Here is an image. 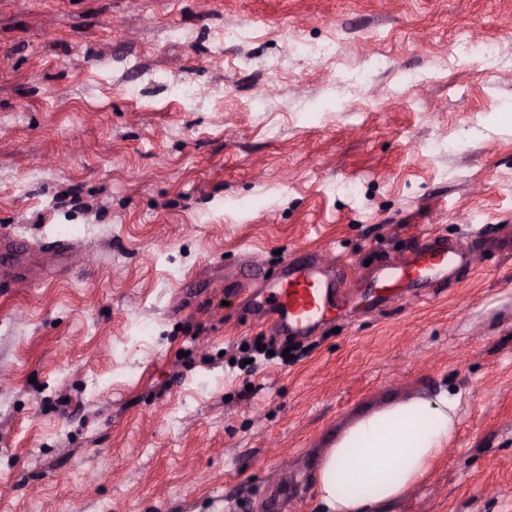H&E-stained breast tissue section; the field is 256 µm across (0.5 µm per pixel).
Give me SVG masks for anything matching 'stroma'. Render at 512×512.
Returning <instances> with one entry per match:
<instances>
[{
  "instance_id": "obj_1",
  "label": "stroma",
  "mask_w": 512,
  "mask_h": 512,
  "mask_svg": "<svg viewBox=\"0 0 512 512\" xmlns=\"http://www.w3.org/2000/svg\"><path fill=\"white\" fill-rule=\"evenodd\" d=\"M427 232L482 267L368 310ZM296 246L340 309L246 367L243 256ZM447 390L385 512H512V0H0V512H318L349 416Z\"/></svg>"
}]
</instances>
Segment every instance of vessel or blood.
<instances>
[{
    "label": "vessel or blood",
    "mask_w": 512,
    "mask_h": 512,
    "mask_svg": "<svg viewBox=\"0 0 512 512\" xmlns=\"http://www.w3.org/2000/svg\"><path fill=\"white\" fill-rule=\"evenodd\" d=\"M456 262L471 265L473 256L451 250L446 240L424 233L414 241L410 257L379 259L372 286L406 288L419 282L433 297L447 288L448 267ZM282 263L283 274L262 279L249 305L261 311L275 336L288 339L308 335L315 325L328 321L338 307L343 280L315 250H287Z\"/></svg>",
    "instance_id": "b4317fda"
}]
</instances>
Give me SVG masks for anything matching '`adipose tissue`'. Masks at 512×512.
I'll list each match as a JSON object with an SVG mask.
<instances>
[{
	"label": "adipose tissue",
	"instance_id": "ef3b65f1",
	"mask_svg": "<svg viewBox=\"0 0 512 512\" xmlns=\"http://www.w3.org/2000/svg\"><path fill=\"white\" fill-rule=\"evenodd\" d=\"M457 402L401 397L346 425L313 476L324 512H372L424 482L443 455Z\"/></svg>",
	"mask_w": 512,
	"mask_h": 512
}]
</instances>
